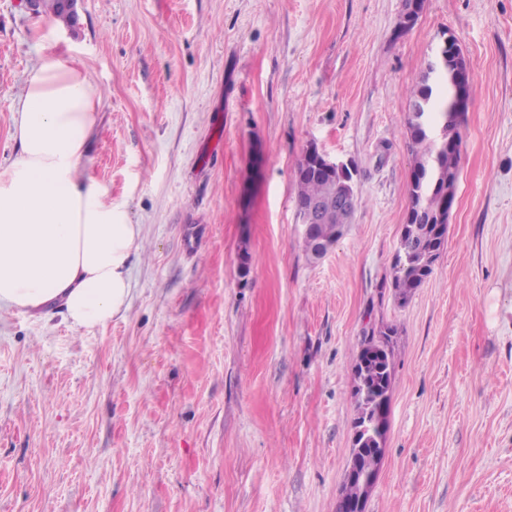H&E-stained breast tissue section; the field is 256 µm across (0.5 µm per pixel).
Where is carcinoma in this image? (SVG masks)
<instances>
[{
    "mask_svg": "<svg viewBox=\"0 0 512 512\" xmlns=\"http://www.w3.org/2000/svg\"><path fill=\"white\" fill-rule=\"evenodd\" d=\"M456 60L445 52L438 67L424 61L419 83L409 90L406 134L413 155L408 196L409 207L402 224L391 266L394 299L405 304L417 288L432 274L434 263L445 249L448 224L438 220L448 214L455 201V189L461 158L460 112L455 93ZM310 161L302 156L296 167V208L304 214L314 200L332 196L344 180L337 174L315 176ZM345 218L336 210H327L322 223L315 225L316 236L338 241L344 233ZM391 325L364 332L360 353L370 350L378 358L356 363L353 369L352 397L356 407L353 427L374 423L376 410L389 399L392 384L393 346Z\"/></svg>",
    "mask_w": 512,
    "mask_h": 512,
    "instance_id": "obj_1",
    "label": "carcinoma"
}]
</instances>
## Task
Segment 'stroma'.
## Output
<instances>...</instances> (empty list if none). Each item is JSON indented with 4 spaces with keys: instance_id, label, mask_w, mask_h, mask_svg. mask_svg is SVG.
<instances>
[{
    "instance_id": "stroma-1",
    "label": "stroma",
    "mask_w": 512,
    "mask_h": 512,
    "mask_svg": "<svg viewBox=\"0 0 512 512\" xmlns=\"http://www.w3.org/2000/svg\"><path fill=\"white\" fill-rule=\"evenodd\" d=\"M80 0L48 36L0 0V166L41 47L105 106L90 172L142 227L106 326L0 311V512H336L364 330L394 336L366 512H512V0ZM470 68L447 244L406 304L408 91L445 33ZM359 204L306 256L295 168ZM249 248L248 277L238 274ZM305 152L313 159L316 170L332 175H313L309 172L310 161L303 154L297 163L295 174L297 186L296 208L300 217L312 201L336 195L340 184L345 183L339 175L333 174L336 171L341 172L345 162L329 158L313 143L307 146Z\"/></svg>"
}]
</instances>
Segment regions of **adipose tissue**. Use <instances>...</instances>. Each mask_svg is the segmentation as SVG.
<instances>
[{"mask_svg": "<svg viewBox=\"0 0 512 512\" xmlns=\"http://www.w3.org/2000/svg\"><path fill=\"white\" fill-rule=\"evenodd\" d=\"M103 102L86 71L39 56L15 107L18 152L0 167V308L92 329L127 306L142 228L87 168Z\"/></svg>", "mask_w": 512, "mask_h": 512, "instance_id": "1", "label": "adipose tissue"}]
</instances>
